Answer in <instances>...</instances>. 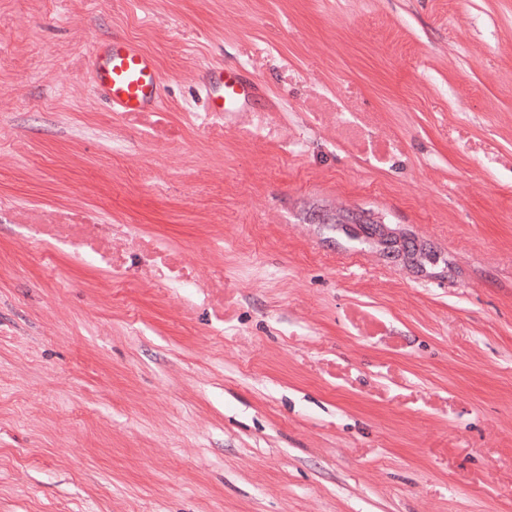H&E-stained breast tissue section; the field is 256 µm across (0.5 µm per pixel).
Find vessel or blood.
<instances>
[{
    "label": "vessel or blood",
    "mask_w": 512,
    "mask_h": 512,
    "mask_svg": "<svg viewBox=\"0 0 512 512\" xmlns=\"http://www.w3.org/2000/svg\"><path fill=\"white\" fill-rule=\"evenodd\" d=\"M90 67L96 89L113 111L145 112L159 106L161 70L156 58L134 41L116 37L95 47ZM205 92L213 112H233L264 95L262 86L237 68L213 71Z\"/></svg>",
    "instance_id": "vessel-or-blood-1"
}]
</instances>
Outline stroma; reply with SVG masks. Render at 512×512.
I'll use <instances>...</instances> for the list:
<instances>
[{"label":"stroma","instance_id":"1","mask_svg":"<svg viewBox=\"0 0 512 512\" xmlns=\"http://www.w3.org/2000/svg\"><path fill=\"white\" fill-rule=\"evenodd\" d=\"M0 512H512V0H0ZM90 67L96 89L114 112H145L159 106L161 70L156 58L134 41L112 37L95 47ZM205 92L210 112H234L264 96L262 86L241 69L225 67L211 73ZM350 223L357 226L353 232L348 231L343 222H336V240L343 241L353 247L362 248L371 243V238L376 235L379 228L374 222L353 219V217Z\"/></svg>","mask_w":512,"mask_h":512}]
</instances>
